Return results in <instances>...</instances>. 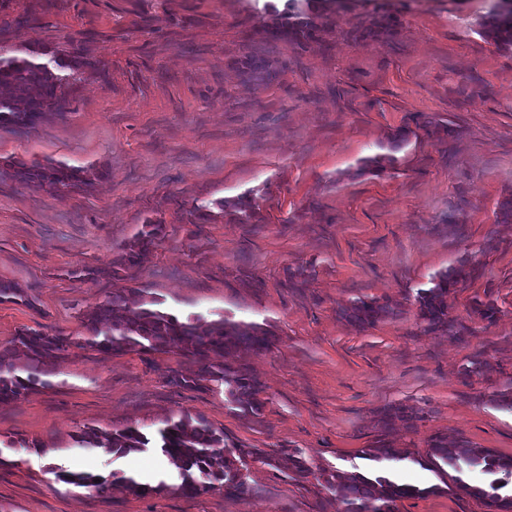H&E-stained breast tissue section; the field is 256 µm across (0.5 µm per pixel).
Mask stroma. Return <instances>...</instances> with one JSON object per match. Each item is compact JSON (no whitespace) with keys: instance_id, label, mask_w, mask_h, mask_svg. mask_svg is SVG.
<instances>
[{"instance_id":"stroma-1","label":"stroma","mask_w":512,"mask_h":512,"mask_svg":"<svg viewBox=\"0 0 512 512\" xmlns=\"http://www.w3.org/2000/svg\"><path fill=\"white\" fill-rule=\"evenodd\" d=\"M496 3L0 0V51L82 62L57 90L63 114L0 127V281L24 292L0 301V347L25 329L81 334L84 313L128 288L271 337L226 357L262 383L255 415L169 384L197 368L181 354L68 349L43 385L0 402V512H346L327 474L381 466L420 489L395 512H489L428 453L443 436L512 456V410L496 402L512 381V223L496 221L512 199V51L481 34ZM284 12L317 15V40H250ZM387 13L395 35L356 36ZM57 162L99 178L54 191L7 174ZM240 200L250 223L230 213ZM456 209L458 229L441 221ZM149 221L160 241L114 277ZM459 267L448 316L463 331L428 330L417 292ZM358 299L392 313L359 327L344 314ZM183 412L265 456L245 494L188 496L154 449L73 441L87 426L150 434ZM383 446L402 459L367 458ZM58 468L154 490H78Z\"/></svg>"}]
</instances>
